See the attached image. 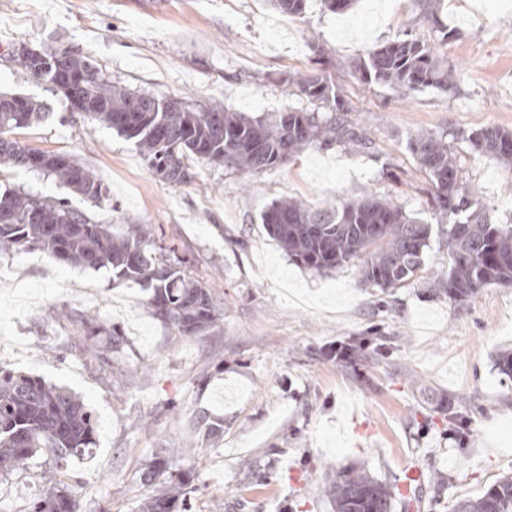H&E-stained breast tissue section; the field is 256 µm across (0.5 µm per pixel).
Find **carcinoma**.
Listing matches in <instances>:
<instances>
[{
	"mask_svg": "<svg viewBox=\"0 0 512 512\" xmlns=\"http://www.w3.org/2000/svg\"><path fill=\"white\" fill-rule=\"evenodd\" d=\"M288 16H300L306 0H268ZM437 39L421 40L406 32L367 51L353 69L364 83L399 87L407 95L425 88L448 91L452 71L442 64L439 46L454 37L435 22ZM63 60L78 79L57 80L56 61ZM14 61L36 81L51 85L66 99L81 97L86 117L133 138L151 170L178 187L194 178L198 163L222 164L245 173L288 165L308 146L367 150L371 140L363 126L347 118L351 111L340 91L322 73L288 75L291 93L314 108L288 109L263 118L220 108L196 109L187 102L138 94L112 85L85 56L46 52L36 57L23 46ZM43 116L32 97L0 95V164L38 170L55 177L73 193L95 204L106 187L73 158L34 151L9 138ZM474 150L491 154L512 167V132L481 128L469 137ZM410 148L419 169L431 182L430 206L451 220L448 225V276L440 287L448 299L462 300L490 284L512 285V225L496 224L479 198L464 184L460 166L442 140L419 135ZM269 235L305 268L322 273L355 266L363 280L383 291L400 288L422 269L431 229L394 201L366 197L323 206L279 200L262 214ZM41 250L71 266L104 269L115 284H137L149 292L152 314L171 326L179 338L210 331L217 320L211 291L185 275L151 237L146 224H131L122 234L98 224L87 212L60 202L4 189L0 192V251ZM84 352L100 361L123 349L120 330L79 316ZM95 416L75 394L27 374L0 369V476L31 464L38 454L62 467L91 456L96 449ZM170 458L156 456L141 472L154 486L142 512H190L179 508L189 476L169 473ZM35 495L29 512H76V495L56 487ZM333 512H392L389 486L365 473L341 474L326 489ZM459 512H512V477L496 481L480 497L466 500Z\"/></svg>",
	"mask_w": 512,
	"mask_h": 512,
	"instance_id": "1",
	"label": "carcinoma"
}]
</instances>
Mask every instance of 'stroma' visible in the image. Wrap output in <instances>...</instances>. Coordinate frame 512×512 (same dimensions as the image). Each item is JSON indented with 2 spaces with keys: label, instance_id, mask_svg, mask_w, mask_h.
Returning a JSON list of instances; mask_svg holds the SVG:
<instances>
[{
  "label": "stroma",
  "instance_id": "1",
  "mask_svg": "<svg viewBox=\"0 0 512 512\" xmlns=\"http://www.w3.org/2000/svg\"><path fill=\"white\" fill-rule=\"evenodd\" d=\"M437 11L455 33L441 50L451 84L405 95L362 83L351 62L407 31L433 39L424 0H356L342 14L307 0L301 17L267 0H0V95L35 97L48 112L14 139L70 155L108 197L94 204L3 164L0 186L68 199L118 230L148 225L219 308L207 335L183 340L138 286L36 250L0 254V367L66 387L96 414L95 456L60 475L80 485L77 512H140L150 492L140 472L168 449L172 472L190 475L191 512H332L326 483L336 473L359 468L394 487L414 464V505L398 497L393 512H456L512 475V378L496 368L512 351V286L448 299L439 286L447 227L427 209L429 179L409 149L419 134L448 142L465 186L495 222L512 225V169L469 141L487 126L512 131V0H439ZM23 46L72 50L132 92L251 117L306 106L282 81L317 71L342 89L348 119L372 145L311 146L258 174L203 163L174 188L134 140L71 116L61 94L14 64ZM366 196L431 225L423 267L403 287L376 288L354 266L309 271L260 219L277 200ZM72 309L119 327L126 344L111 364L83 353V332L65 316ZM339 341L366 351L351 362L330 357ZM214 421L223 430L207 435ZM51 465L37 457L0 483L9 512H28Z\"/></svg>",
  "mask_w": 512,
  "mask_h": 512
}]
</instances>
